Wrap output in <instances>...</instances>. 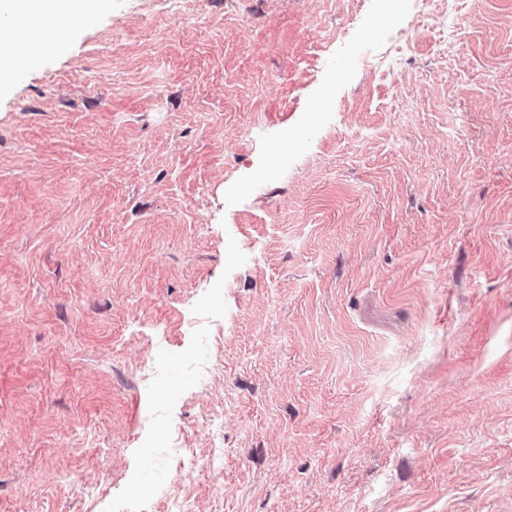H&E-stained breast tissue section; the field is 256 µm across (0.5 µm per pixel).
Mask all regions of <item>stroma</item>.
I'll return each instance as SVG.
<instances>
[{"label":"stroma","mask_w":512,"mask_h":512,"mask_svg":"<svg viewBox=\"0 0 512 512\" xmlns=\"http://www.w3.org/2000/svg\"><path fill=\"white\" fill-rule=\"evenodd\" d=\"M62 35L0 78V512H512V0Z\"/></svg>","instance_id":"35a3bbf8"}]
</instances>
